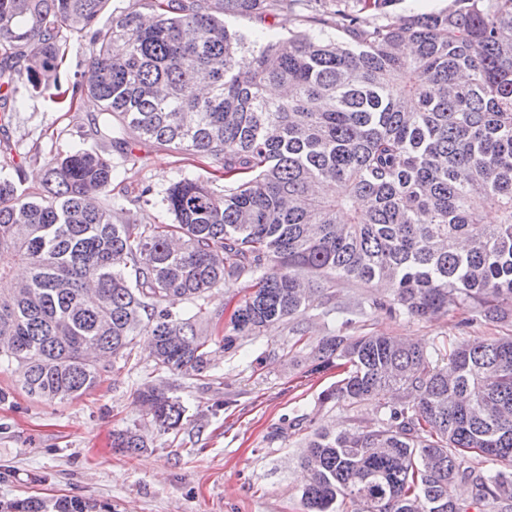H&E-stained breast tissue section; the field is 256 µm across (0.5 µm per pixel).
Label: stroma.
Returning a JSON list of instances; mask_svg holds the SVG:
<instances>
[{
	"label": "stroma",
	"mask_w": 512,
	"mask_h": 512,
	"mask_svg": "<svg viewBox=\"0 0 512 512\" xmlns=\"http://www.w3.org/2000/svg\"><path fill=\"white\" fill-rule=\"evenodd\" d=\"M234 27L246 34L279 35L310 30L307 13L243 16ZM21 111L0 122V148L12 155L29 190L41 185L51 159L79 147H96L114 166L112 205L136 224H168L162 198L179 179L214 171L218 162L196 158L130 134L126 149L98 141V103L80 96L76 110L57 111L26 81ZM255 289L243 277L213 289L206 307L218 315L209 324L223 336L238 304ZM377 307L346 320L330 311L359 297ZM389 293L354 284L318 291L305 313L240 340L235 354H212L200 376L155 371L146 337H138L130 360H116L98 384L80 397L57 401L30 397L16 365L0 364V500L55 494L110 503L112 512H301L300 456L322 427L373 425L383 416L379 401L352 406L320 403L337 380L336 369L308 370L312 348L325 336H397L432 348L448 341L512 334V321L497 322L474 310H452L429 319L390 312ZM153 382L186 407L178 435L162 434L151 422L139 391ZM132 429L147 446L124 456L112 449L114 432Z\"/></svg>",
	"instance_id": "1"
}]
</instances>
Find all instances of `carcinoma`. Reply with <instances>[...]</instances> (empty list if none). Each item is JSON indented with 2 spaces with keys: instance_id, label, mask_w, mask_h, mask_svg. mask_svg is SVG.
Returning a JSON list of instances; mask_svg holds the SVG:
<instances>
[{
  "instance_id": "carcinoma-1",
  "label": "carcinoma",
  "mask_w": 512,
  "mask_h": 512,
  "mask_svg": "<svg viewBox=\"0 0 512 512\" xmlns=\"http://www.w3.org/2000/svg\"><path fill=\"white\" fill-rule=\"evenodd\" d=\"M108 0H0V88L12 111L26 75L73 109L77 93L148 141L223 162L173 183L171 224L112 210V161L78 149L46 165L41 187L0 174V250L29 277L1 283L0 362L24 370L31 396L92 389V355L129 359L150 336L155 370L212 366L208 293L244 276L256 290L222 337L229 353L305 309L321 282L384 285L409 318L478 309L512 316V0H455L434 14L389 16L393 0H314L339 35L249 39L228 18L276 15L302 0H145L97 27ZM91 34L86 77L62 87L68 37ZM269 85L283 93L266 95ZM499 212L495 224L483 211ZM187 299L190 316L164 302ZM447 364L440 365L441 361ZM343 369L321 402L382 404L374 426L324 427L306 442L304 512H512V335L429 351L391 336L334 335L312 370ZM141 397L164 433L180 400L153 384ZM134 455L146 442L117 433ZM476 453L493 471L462 467ZM0 512H112L68 496H27Z\"/></svg>"
}]
</instances>
